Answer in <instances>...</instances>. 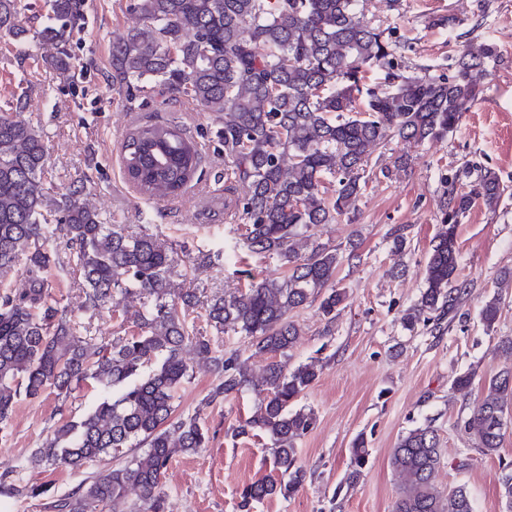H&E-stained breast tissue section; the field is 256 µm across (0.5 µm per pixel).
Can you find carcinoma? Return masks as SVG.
Returning a JSON list of instances; mask_svg holds the SVG:
<instances>
[{
	"label": "carcinoma",
	"instance_id": "obj_1",
	"mask_svg": "<svg viewBox=\"0 0 512 512\" xmlns=\"http://www.w3.org/2000/svg\"><path fill=\"white\" fill-rule=\"evenodd\" d=\"M361 0H130L138 26L112 45V87L167 91L191 98L222 125L224 163L243 194L234 207L246 219L231 251L278 260L287 273L251 283L238 295L207 304L210 327L249 338L257 352L280 356L268 362L258 392L257 414L235 429L253 430L270 443L279 479L244 488L240 507L303 486L296 442L316 421L296 402L318 377L316 361L288 368L297 339L294 313L318 302L329 329L347 291L336 286L345 260L329 242L307 235L355 209L373 151L393 137L419 145L453 132L483 89L477 76L495 59L485 43L461 54L447 79L405 75L395 49L379 28L364 20ZM43 41L50 63L66 69L68 26L82 16L83 0H47ZM0 33L17 41L27 29L17 0H0ZM386 70L384 82L367 89L369 69ZM128 181L149 197L181 193L194 180L203 155L175 125L145 124L123 146ZM46 147L43 132L19 112L0 113V428L18 401L52 389L62 400L90 382L97 404L79 419L55 427L30 458L34 466L79 470L125 448H146L123 465L55 498L47 487H27L13 471L0 473V498H47L53 512H165L162 479L173 457L207 447L200 412L175 415L178 389L190 379L186 346L207 356L220 383L205 400L238 394L252 380L241 355L213 346L188 321L196 292L172 280L173 247L146 231L126 234L104 224L95 209L66 187L56 224L43 214ZM504 187L485 171L467 193L450 188L440 229L427 261L419 299L404 317L413 329L426 315H450L468 284L457 279L456 225L480 201L498 207ZM64 242L65 265L78 274L84 307L98 309L120 295L139 301L142 313L131 334L110 339L91 334L72 310L52 298L47 276ZM24 266L25 287L8 276ZM500 298L487 300L481 320L490 331ZM512 421V367L488 383L487 393L464 421L485 454L497 452ZM370 452L364 435L352 442V469L361 477ZM404 477L394 512H476L467 485L443 498L434 483L442 464L436 430L418 426L401 436L391 459ZM139 493V504L128 492Z\"/></svg>",
	"mask_w": 512,
	"mask_h": 512
}]
</instances>
